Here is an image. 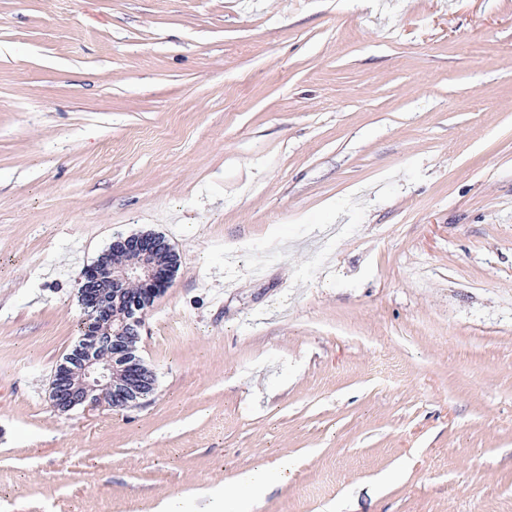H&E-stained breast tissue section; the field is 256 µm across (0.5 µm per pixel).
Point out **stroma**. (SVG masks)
<instances>
[{"label": "stroma", "instance_id": "1", "mask_svg": "<svg viewBox=\"0 0 512 512\" xmlns=\"http://www.w3.org/2000/svg\"><path fill=\"white\" fill-rule=\"evenodd\" d=\"M155 392L50 405L119 235ZM512 512V0H0V512Z\"/></svg>", "mask_w": 512, "mask_h": 512}]
</instances>
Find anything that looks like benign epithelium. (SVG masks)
<instances>
[{"label":"benign epithelium","mask_w":512,"mask_h":512,"mask_svg":"<svg viewBox=\"0 0 512 512\" xmlns=\"http://www.w3.org/2000/svg\"><path fill=\"white\" fill-rule=\"evenodd\" d=\"M177 261L161 237L141 234L117 237L85 268L79 288L82 338L54 372L55 408H128L151 394L155 374L131 350L147 310L171 287Z\"/></svg>","instance_id":"obj_1"}]
</instances>
